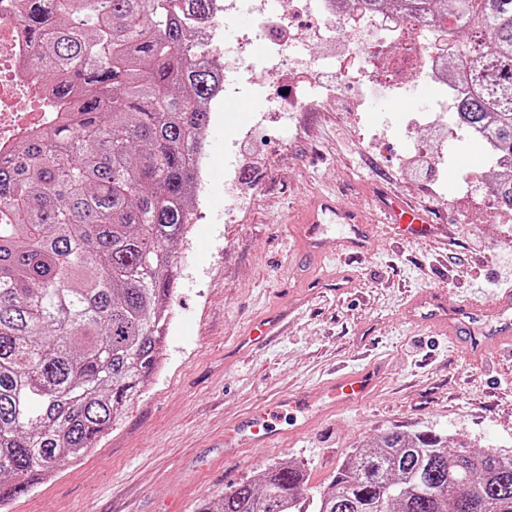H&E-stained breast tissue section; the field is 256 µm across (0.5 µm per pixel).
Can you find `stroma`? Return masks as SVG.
Masks as SVG:
<instances>
[{"label":"stroma","instance_id":"stroma-1","mask_svg":"<svg viewBox=\"0 0 512 512\" xmlns=\"http://www.w3.org/2000/svg\"><path fill=\"white\" fill-rule=\"evenodd\" d=\"M319 82V93L300 97L287 118L255 126V110L281 90L247 86L229 97L232 111L210 122L204 183L191 203L194 233L175 245L180 273L160 367L88 455L7 512H197L270 463L302 467L316 495L353 448L388 430L432 431L452 448L512 454V354L472 356L401 315L409 296L431 288L445 289L452 304H489L512 289V210L489 204L490 152L466 163L457 152L465 132L449 138L409 127L433 100L418 79L374 96L337 79L335 68L321 70ZM397 98L403 109L391 107ZM231 166L241 173L233 201L224 196ZM328 193L374 235L361 259L335 263L352 286L315 294L307 283L320 270L298 262L291 227ZM392 195L432 217V238L400 243L391 225L376 223ZM235 203L238 221L226 223ZM285 304L295 308L287 331L240 351L250 323ZM363 351L385 372L372 401L300 436L282 430L273 447L225 455L227 424L285 393L317 391Z\"/></svg>","mask_w":512,"mask_h":512}]
</instances>
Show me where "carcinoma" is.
Masks as SVG:
<instances>
[{
  "label": "carcinoma",
  "instance_id": "carcinoma-1",
  "mask_svg": "<svg viewBox=\"0 0 512 512\" xmlns=\"http://www.w3.org/2000/svg\"><path fill=\"white\" fill-rule=\"evenodd\" d=\"M453 38L459 123L512 154V0H393ZM215 0H19L32 61L68 112L0 157V506L88 454L157 369L198 191L218 64ZM269 465L199 512H306ZM314 512H512V455L431 432L363 441Z\"/></svg>",
  "mask_w": 512,
  "mask_h": 512
}]
</instances>
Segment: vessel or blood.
Segmentation results:
<instances>
[{"label":"vessel or blood","instance_id":"b4317fda","mask_svg":"<svg viewBox=\"0 0 512 512\" xmlns=\"http://www.w3.org/2000/svg\"><path fill=\"white\" fill-rule=\"evenodd\" d=\"M391 223L405 239H421L433 232L426 214L414 207L392 205ZM297 253L301 258L324 260L335 253L349 257L367 252L372 233L361 224L349 206L330 197L320 198L302 224L293 229ZM404 320L438 335L459 337L468 350L491 356L512 350V290L497 295L494 302L482 305L464 300L449 306L443 291L433 290L412 296L403 311ZM285 312L276 311L255 320L241 341L249 347L280 331L286 324ZM383 376L380 366L371 363L360 369L337 374L320 387L324 410L344 409L365 402L376 394ZM295 418L294 432L305 431L316 419L305 396L284 395L272 410L257 409L238 419L224 432L226 448H268L277 440L282 416Z\"/></svg>","mask_w":512,"mask_h":512}]
</instances>
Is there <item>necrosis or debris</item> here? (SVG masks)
<instances>
[{"label":"necrosis or debris","mask_w":512,"mask_h":512,"mask_svg":"<svg viewBox=\"0 0 512 512\" xmlns=\"http://www.w3.org/2000/svg\"><path fill=\"white\" fill-rule=\"evenodd\" d=\"M260 23L252 35L233 38L224 44L221 66L225 76L243 73L252 40H262L270 52L262 78L269 85L283 84L288 71L302 70L309 84L319 73L305 49L327 41L333 22L347 25L348 45L366 55L367 76L376 85L394 88L411 74L434 84L440 100H447L448 58L436 52L430 39L405 35L406 20L384 9L370 10L365 0H259ZM318 13L317 23L294 30L297 9ZM50 89L30 62L27 33L15 12L0 15V155L9 153L20 141L43 133L51 118L45 106Z\"/></svg>","instance_id":"4bbe7bcc"}]
</instances>
